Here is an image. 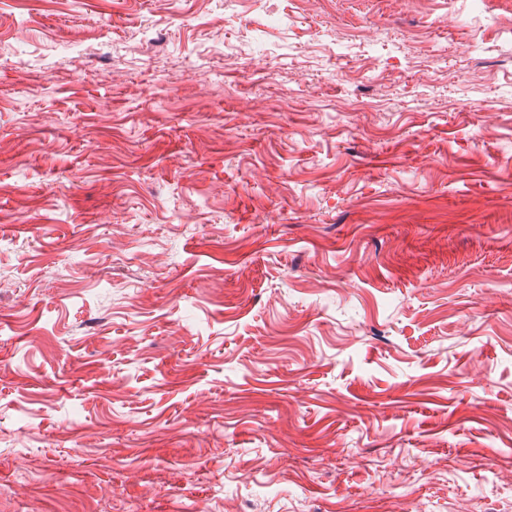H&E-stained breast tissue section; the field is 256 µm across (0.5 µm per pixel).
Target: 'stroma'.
Returning <instances> with one entry per match:
<instances>
[{
  "label": "stroma",
  "mask_w": 512,
  "mask_h": 512,
  "mask_svg": "<svg viewBox=\"0 0 512 512\" xmlns=\"http://www.w3.org/2000/svg\"><path fill=\"white\" fill-rule=\"evenodd\" d=\"M511 29L0 0V512H512Z\"/></svg>",
  "instance_id": "35a3bbf8"
}]
</instances>
